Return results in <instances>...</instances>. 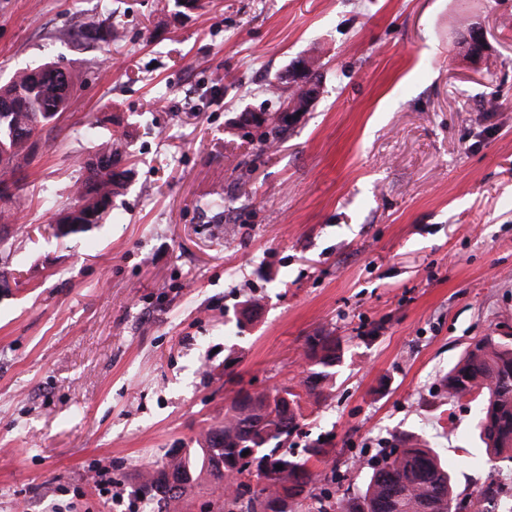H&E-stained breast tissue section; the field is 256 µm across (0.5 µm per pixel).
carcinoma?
Returning a JSON list of instances; mask_svg holds the SVG:
<instances>
[{"instance_id": "carcinoma-1", "label": "carcinoma", "mask_w": 512, "mask_h": 512, "mask_svg": "<svg viewBox=\"0 0 512 512\" xmlns=\"http://www.w3.org/2000/svg\"><path fill=\"white\" fill-rule=\"evenodd\" d=\"M85 32L90 37L101 33L113 42L123 37L122 28L110 22L87 25ZM74 85L73 76L54 63L24 69L9 84L0 85V187H12L13 199L20 197L25 181L13 159L25 151L26 138L40 135L49 119L62 114ZM248 117L261 130L263 143L284 139L294 126L279 111L260 119L250 112ZM87 135L98 139L93 156L107 159V166L95 173L81 166L82 179L71 196L83 203L75 217L79 225L55 230L57 239L104 223L112 211V197L128 175L129 153L122 140L100 139L93 127ZM343 355L336 337H308V375L283 388L286 397L272 400L266 391H238L224 419L207 427L198 447L146 468L137 477L136 493L156 500L157 512H180L185 499L204 482L224 498V512H467L476 506L473 494H454L448 466L428 440L414 432L393 437L394 447L400 449L396 457L382 451L370 459L369 478L357 494L333 502L323 492H306L317 480L310 460L329 462L337 484L340 466L321 441L302 455L288 441L301 434L307 407L330 397ZM439 387L450 407L466 396L478 405L474 429L488 467V483L481 491L493 498L502 490L498 480L503 466L512 469V335L489 334L468 344L440 378Z\"/></svg>"}]
</instances>
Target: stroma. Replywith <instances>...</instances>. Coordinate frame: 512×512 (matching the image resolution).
<instances>
[{
	"instance_id": "stroma-1",
	"label": "stroma",
	"mask_w": 512,
	"mask_h": 512,
	"mask_svg": "<svg viewBox=\"0 0 512 512\" xmlns=\"http://www.w3.org/2000/svg\"><path fill=\"white\" fill-rule=\"evenodd\" d=\"M106 17L121 41L79 36ZM472 22L479 64L456 47ZM314 45L309 112L276 146L245 135ZM44 62L75 88L0 242V512H142L138 471L239 389L296 383L321 329L345 355L295 448L332 444L355 492L356 457L420 431L457 492L485 483L472 404L433 392L512 326V0H204L178 19L167 0H0V84ZM101 118L136 156L122 220L55 238L40 190L70 197Z\"/></svg>"
}]
</instances>
